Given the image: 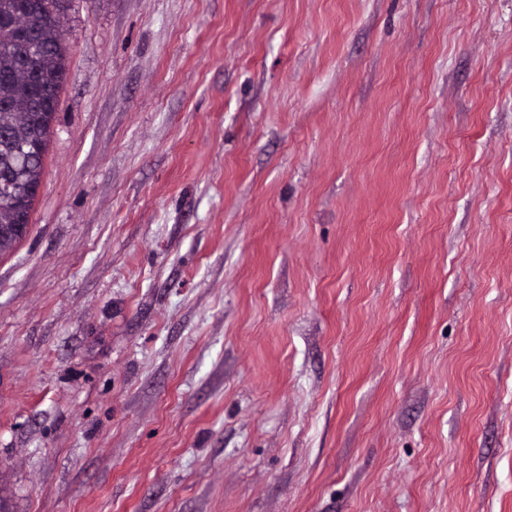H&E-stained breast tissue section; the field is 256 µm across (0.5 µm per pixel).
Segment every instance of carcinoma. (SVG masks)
<instances>
[{
  "mask_svg": "<svg viewBox=\"0 0 512 512\" xmlns=\"http://www.w3.org/2000/svg\"><path fill=\"white\" fill-rule=\"evenodd\" d=\"M63 0H0V254L18 243L12 225L21 223L13 193L33 210L42 185L59 99L38 98L33 84L60 92L67 74ZM36 139L42 154L13 153L15 142Z\"/></svg>",
  "mask_w": 512,
  "mask_h": 512,
  "instance_id": "carcinoma-1",
  "label": "carcinoma"
}]
</instances>
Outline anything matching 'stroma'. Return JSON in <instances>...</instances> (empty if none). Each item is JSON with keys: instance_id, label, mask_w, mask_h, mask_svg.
Returning <instances> with one entry per match:
<instances>
[{"instance_id": "35a3bbf8", "label": "stroma", "mask_w": 512, "mask_h": 512, "mask_svg": "<svg viewBox=\"0 0 512 512\" xmlns=\"http://www.w3.org/2000/svg\"><path fill=\"white\" fill-rule=\"evenodd\" d=\"M66 7L9 512H512V0Z\"/></svg>"}]
</instances>
